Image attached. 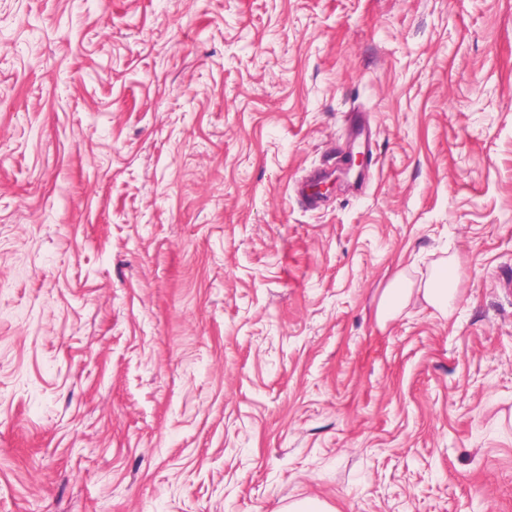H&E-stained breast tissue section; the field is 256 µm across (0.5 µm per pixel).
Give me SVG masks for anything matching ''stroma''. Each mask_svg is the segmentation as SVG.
<instances>
[{
    "label": "stroma",
    "instance_id": "35a3bbf8",
    "mask_svg": "<svg viewBox=\"0 0 512 512\" xmlns=\"http://www.w3.org/2000/svg\"><path fill=\"white\" fill-rule=\"evenodd\" d=\"M511 272L512 0H0V512H512ZM336 157H337V159L340 162H342L344 164L348 162V157L347 156H344V155L336 156V153L331 154V156L328 159V161L331 160L332 164L334 165V169L333 170H329V169H326V168L325 169H321L318 172V174H317V179L314 180L313 182H315V181H325V180L329 179L330 173L331 172L334 173L336 171ZM311 184L308 186V192L305 189H299L298 190L299 194H297V195H298L299 200L302 202V204L305 207H307L309 209H317L319 207V200H318V198H320V197L315 195L311 191V189H310ZM453 270V266L446 261V264L434 269L425 283L417 288L425 301L444 316L452 309V302L458 293ZM414 283L403 278L394 279L386 288L379 303L378 314L383 320L396 317L407 307L414 293Z\"/></svg>",
    "mask_w": 512,
    "mask_h": 512
}]
</instances>
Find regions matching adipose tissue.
<instances>
[{
  "mask_svg": "<svg viewBox=\"0 0 512 512\" xmlns=\"http://www.w3.org/2000/svg\"><path fill=\"white\" fill-rule=\"evenodd\" d=\"M417 291L422 293L425 301L434 309L441 314H448L458 293L452 266L440 265L420 286L400 277L394 279L386 288L379 303L380 318L386 321L396 317L409 305L414 292Z\"/></svg>",
  "mask_w": 512,
  "mask_h": 512,
  "instance_id": "obj_1",
  "label": "adipose tissue"
}]
</instances>
